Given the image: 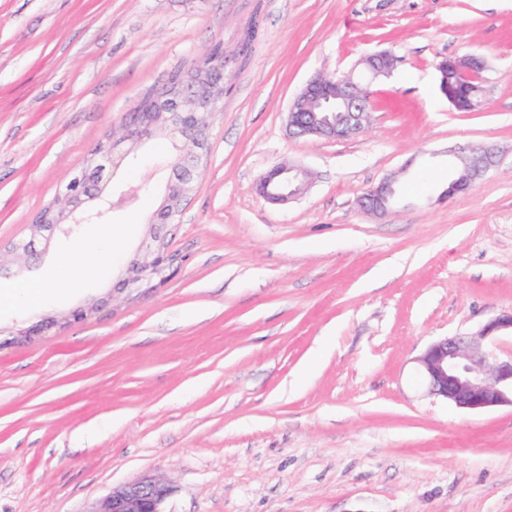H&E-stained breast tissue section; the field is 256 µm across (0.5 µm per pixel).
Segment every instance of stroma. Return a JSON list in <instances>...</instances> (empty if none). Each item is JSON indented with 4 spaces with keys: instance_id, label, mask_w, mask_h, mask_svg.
Instances as JSON below:
<instances>
[{
    "instance_id": "obj_1",
    "label": "stroma",
    "mask_w": 512,
    "mask_h": 512,
    "mask_svg": "<svg viewBox=\"0 0 512 512\" xmlns=\"http://www.w3.org/2000/svg\"><path fill=\"white\" fill-rule=\"evenodd\" d=\"M217 42L224 105L167 227L173 273L121 286L170 173L148 143L96 200L104 223L13 257L90 150ZM382 50L400 63L362 136L288 135L307 80ZM465 54L486 64L475 112L436 69ZM470 147L494 165L440 200ZM280 164L314 180L273 204L256 183ZM390 177L393 208L362 209ZM0 258V512H90L146 472L164 512H512V407L456 409L414 363L512 310V0H0ZM56 276L40 307L17 300Z\"/></svg>"
}]
</instances>
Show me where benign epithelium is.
<instances>
[{"mask_svg":"<svg viewBox=\"0 0 512 512\" xmlns=\"http://www.w3.org/2000/svg\"><path fill=\"white\" fill-rule=\"evenodd\" d=\"M225 56L210 59L202 55L196 66L195 81L171 92L156 90L147 97L148 109L137 112V119L126 121L120 132L112 133L92 150L85 169L74 177L54 203L41 211L31 224L30 236L15 242L12 250L25 255L36 251L41 241L64 226L82 224L102 211L91 213L84 196L100 197L105 163L116 167L124 158L125 145L143 144L150 135L161 133L178 140L184 147L182 164L172 168L173 177L155 213L151 242L146 245L147 259L130 262L123 282L125 288H150L156 280L167 278L175 255L169 250L163 228L172 223L182 202L194 189L196 178L207 161V131L210 119L224 100ZM399 57L391 51L364 56L356 69L339 79L317 75L306 82L288 106L287 132L295 137L314 136L326 140H350L366 129L371 99L368 85L393 75ZM440 89L458 111L467 112L473 104L465 84L479 81L485 62L476 55L446 57L436 65ZM336 100L339 112L330 117L315 108L329 98ZM495 162V152L481 147L459 157L455 176L440 195L450 199L466 192L484 176ZM310 173L299 167L278 166L263 175L259 192L273 203H286L303 194L310 184ZM393 181L384 180L370 188L360 199L361 207L374 214L386 213L393 202ZM512 337V312L491 317L474 332L458 333L431 343L415 362L431 394L456 407L479 412L512 406V353L500 355L495 342ZM171 489L161 479L146 473L115 487L97 501L91 512H163Z\"/></svg>","mask_w":512,"mask_h":512,"instance_id":"1","label":"benign epithelium"}]
</instances>
